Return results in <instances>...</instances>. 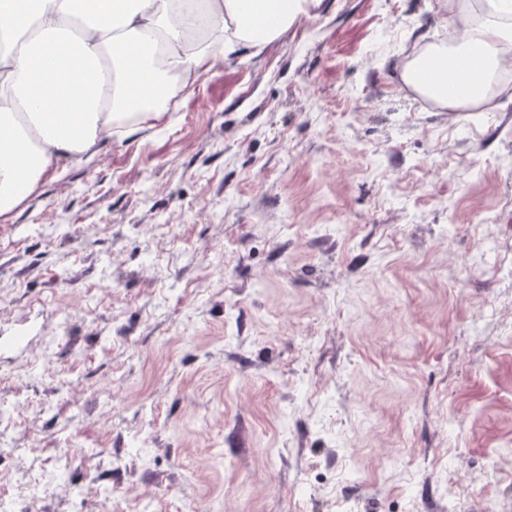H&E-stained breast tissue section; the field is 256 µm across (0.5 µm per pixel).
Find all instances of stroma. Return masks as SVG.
Wrapping results in <instances>:
<instances>
[{
    "instance_id": "35a3bbf8",
    "label": "stroma",
    "mask_w": 512,
    "mask_h": 512,
    "mask_svg": "<svg viewBox=\"0 0 512 512\" xmlns=\"http://www.w3.org/2000/svg\"><path fill=\"white\" fill-rule=\"evenodd\" d=\"M482 11L324 0L0 222L14 508L445 512L453 478L512 512V79L453 112L402 78Z\"/></svg>"
}]
</instances>
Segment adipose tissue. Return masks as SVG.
<instances>
[{
	"label": "adipose tissue",
	"mask_w": 512,
	"mask_h": 512,
	"mask_svg": "<svg viewBox=\"0 0 512 512\" xmlns=\"http://www.w3.org/2000/svg\"><path fill=\"white\" fill-rule=\"evenodd\" d=\"M323 0H0V216L50 168L95 154L128 104L157 97L164 75L187 91L223 56L260 49ZM452 49L404 67L419 94L491 109L486 87L512 58V0H487Z\"/></svg>",
	"instance_id": "obj_1"
}]
</instances>
